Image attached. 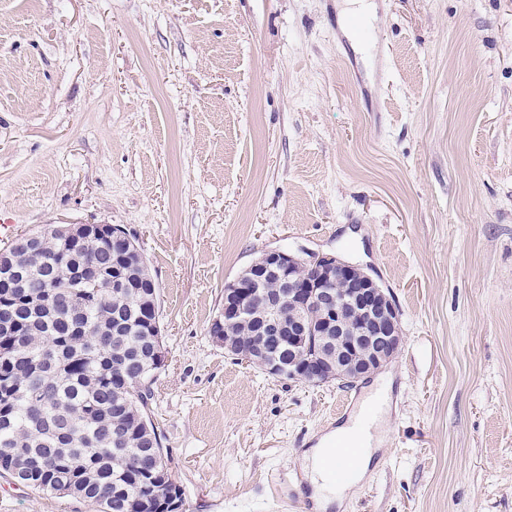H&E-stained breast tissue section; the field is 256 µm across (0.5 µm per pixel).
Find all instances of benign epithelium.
I'll list each match as a JSON object with an SVG mask.
<instances>
[{
  "mask_svg": "<svg viewBox=\"0 0 512 512\" xmlns=\"http://www.w3.org/2000/svg\"><path fill=\"white\" fill-rule=\"evenodd\" d=\"M281 285L268 302L264 330L275 345L288 346V361L269 348L238 353L267 374L320 385H352L382 370L397 354L403 336L389 290L363 267L335 254L306 262L279 248L264 251L224 285V318L247 317L267 280Z\"/></svg>",
  "mask_w": 512,
  "mask_h": 512,
  "instance_id": "benign-epithelium-1",
  "label": "benign epithelium"
}]
</instances>
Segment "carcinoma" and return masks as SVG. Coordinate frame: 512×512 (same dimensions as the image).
Listing matches in <instances>:
<instances>
[{
  "label": "carcinoma",
  "mask_w": 512,
  "mask_h": 512,
  "mask_svg": "<svg viewBox=\"0 0 512 512\" xmlns=\"http://www.w3.org/2000/svg\"><path fill=\"white\" fill-rule=\"evenodd\" d=\"M111 233L78 244L67 227L43 231L37 255L0 254L21 270L20 286L0 293V476L15 477L20 451L29 487L78 497L98 512H148L145 503L175 486L153 421L159 369L143 306L159 298L140 281L122 296L101 281L111 265ZM230 338L256 339L237 325Z\"/></svg>",
  "instance_id": "1"
}]
</instances>
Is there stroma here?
<instances>
[{"instance_id": "35a3bbf8", "label": "stroma", "mask_w": 512, "mask_h": 512, "mask_svg": "<svg viewBox=\"0 0 512 512\" xmlns=\"http://www.w3.org/2000/svg\"><path fill=\"white\" fill-rule=\"evenodd\" d=\"M0 0V215L117 224L159 285L153 411L184 512H302L300 458L383 396L326 512H512V0ZM388 288L403 344L353 385L208 333L264 250ZM0 512H96L0 476Z\"/></svg>"}]
</instances>
